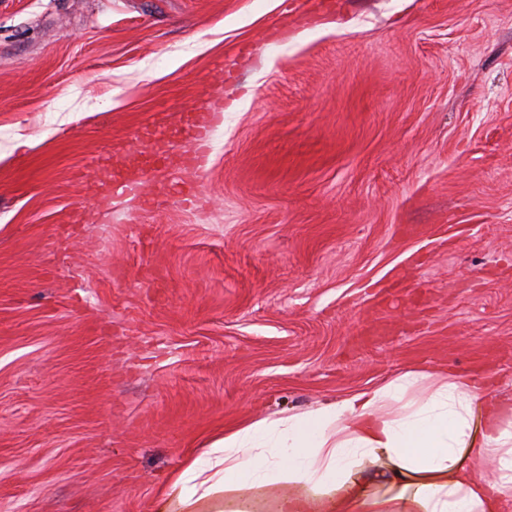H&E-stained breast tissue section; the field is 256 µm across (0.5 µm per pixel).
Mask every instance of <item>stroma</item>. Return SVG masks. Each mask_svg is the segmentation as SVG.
<instances>
[{"label":"stroma","mask_w":512,"mask_h":512,"mask_svg":"<svg viewBox=\"0 0 512 512\" xmlns=\"http://www.w3.org/2000/svg\"><path fill=\"white\" fill-rule=\"evenodd\" d=\"M441 365L512 396V0H0V512ZM195 128V134L192 141L191 147V160L197 163L199 166H203L206 162L207 155L205 150V142L208 137V133L214 123V118H202L194 117L193 119Z\"/></svg>","instance_id":"1"}]
</instances>
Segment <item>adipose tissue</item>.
<instances>
[{
  "label": "adipose tissue",
  "mask_w": 512,
  "mask_h": 512,
  "mask_svg": "<svg viewBox=\"0 0 512 512\" xmlns=\"http://www.w3.org/2000/svg\"><path fill=\"white\" fill-rule=\"evenodd\" d=\"M428 393L407 402L420 381ZM492 459L494 477L481 463ZM381 463L366 476L364 462ZM288 486L272 510L237 491ZM182 512H512V397L445 367L213 438L168 484Z\"/></svg>",
  "instance_id": "1"
}]
</instances>
